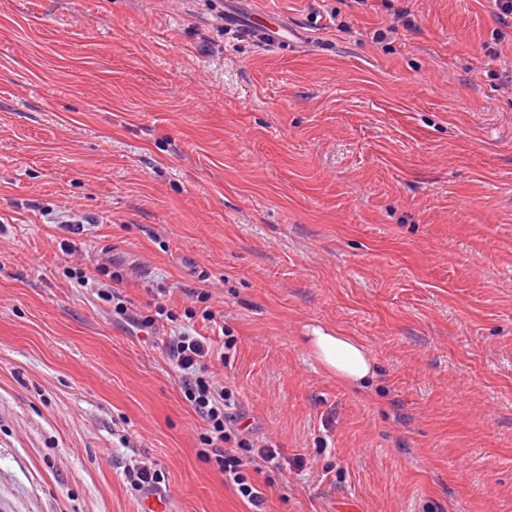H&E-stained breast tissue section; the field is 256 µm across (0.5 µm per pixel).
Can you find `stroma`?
Listing matches in <instances>:
<instances>
[{
	"label": "stroma",
	"instance_id": "stroma-1",
	"mask_svg": "<svg viewBox=\"0 0 512 512\" xmlns=\"http://www.w3.org/2000/svg\"><path fill=\"white\" fill-rule=\"evenodd\" d=\"M249 2L308 39L214 0H0V512H137L141 456L172 512H253L112 285L232 339V413L281 453L262 512H512V40L489 0ZM241 1L245 0H226L224 2V11L220 12L219 16L224 20V25L227 28L257 38L273 48L288 43V41L293 43L302 41L305 34L302 28L289 29L288 25H277L276 28H271L265 25L264 21L267 19L264 16L256 11L245 10ZM305 336L309 350L336 381L358 391H367L377 376V364L368 350L353 336L316 326ZM125 479L135 491H141L147 487H159L162 473L156 468V463L147 457L131 458L129 464L124 466Z\"/></svg>",
	"mask_w": 512,
	"mask_h": 512
}]
</instances>
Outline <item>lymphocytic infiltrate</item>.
Returning a JSON list of instances; mask_svg holds the SVG:
<instances>
[{
	"label": "lymphocytic infiltrate",
	"mask_w": 512,
	"mask_h": 512,
	"mask_svg": "<svg viewBox=\"0 0 512 512\" xmlns=\"http://www.w3.org/2000/svg\"><path fill=\"white\" fill-rule=\"evenodd\" d=\"M116 314L131 320L140 329L163 334L166 354L175 365L184 398L203 422L199 435V456L223 475L226 483L254 508L265 501L263 492L251 480L249 472L258 464H276L278 447L269 440L253 439L249 432L233 422L230 408L233 393L210 371L214 346L209 337L191 326L177 325L176 315L163 304H155L154 312L142 315L129 308L116 290L103 292Z\"/></svg>",
	"instance_id": "obj_1"
}]
</instances>
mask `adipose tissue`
<instances>
[{
    "instance_id": "adipose-tissue-1",
    "label": "adipose tissue",
    "mask_w": 512,
    "mask_h": 512,
    "mask_svg": "<svg viewBox=\"0 0 512 512\" xmlns=\"http://www.w3.org/2000/svg\"><path fill=\"white\" fill-rule=\"evenodd\" d=\"M306 343L316 360L338 383L365 391L374 382L377 365L356 337L316 326L312 328Z\"/></svg>"
}]
</instances>
